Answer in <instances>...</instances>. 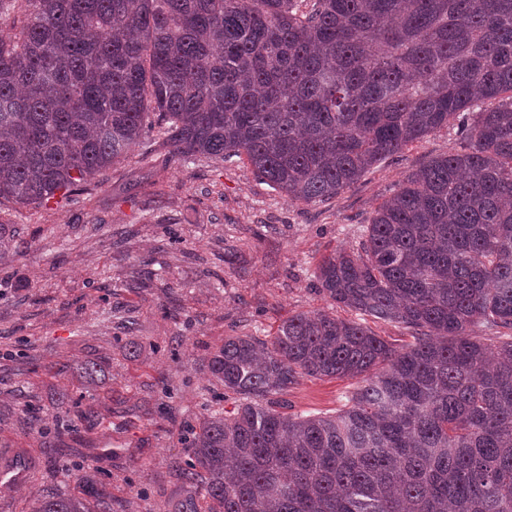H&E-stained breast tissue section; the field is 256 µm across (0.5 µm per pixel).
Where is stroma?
I'll list each match as a JSON object with an SVG mask.
<instances>
[{
  "label": "stroma",
  "mask_w": 512,
  "mask_h": 512,
  "mask_svg": "<svg viewBox=\"0 0 512 512\" xmlns=\"http://www.w3.org/2000/svg\"><path fill=\"white\" fill-rule=\"evenodd\" d=\"M457 144L439 129L304 205L242 162L177 159L156 126L85 191L0 205V470L25 463L0 480V512L80 494L85 474L106 486L101 512H208L182 477L185 428L242 402L211 376V352L230 336L271 342L302 312L353 318L319 292L318 263L359 251L375 207ZM87 360L101 367L91 384ZM359 384L300 376L273 402L332 416ZM63 394L84 413L71 431Z\"/></svg>",
  "instance_id": "obj_1"
}]
</instances>
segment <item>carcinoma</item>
I'll return each instance as SVG.
<instances>
[{"label":"carcinoma","instance_id":"1","mask_svg":"<svg viewBox=\"0 0 512 512\" xmlns=\"http://www.w3.org/2000/svg\"><path fill=\"white\" fill-rule=\"evenodd\" d=\"M0 201L82 191L154 125L180 158H245L292 203L335 198L448 124L368 224L322 259L332 304L402 324L288 318L210 357L248 398L199 425L183 475L210 512H512V0H0ZM498 330L488 344L477 323ZM362 378L334 416L262 400ZM33 512H93L42 495ZM365 324L396 350L407 348L414 342L413 333L404 326L365 317Z\"/></svg>","mask_w":512,"mask_h":512}]
</instances>
